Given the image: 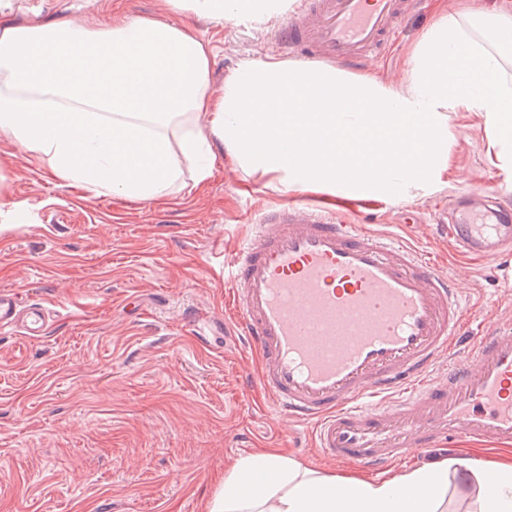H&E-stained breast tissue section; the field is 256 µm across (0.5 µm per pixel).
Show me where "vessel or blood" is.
I'll use <instances>...</instances> for the list:
<instances>
[{
	"label": "vessel or blood",
	"mask_w": 512,
	"mask_h": 512,
	"mask_svg": "<svg viewBox=\"0 0 512 512\" xmlns=\"http://www.w3.org/2000/svg\"><path fill=\"white\" fill-rule=\"evenodd\" d=\"M409 6L302 0L270 46L314 65H357L385 51ZM441 230L512 288L511 207L460 195ZM227 284L260 385L326 459L380 472L457 434L512 443V325L463 340L454 275L410 242L286 204L239 244ZM44 328L42 308L0 291L1 331Z\"/></svg>",
	"instance_id": "b4317fda"
}]
</instances>
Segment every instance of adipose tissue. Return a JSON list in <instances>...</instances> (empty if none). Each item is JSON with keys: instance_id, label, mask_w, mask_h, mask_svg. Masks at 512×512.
<instances>
[{"instance_id": "obj_1", "label": "adipose tissue", "mask_w": 512, "mask_h": 512, "mask_svg": "<svg viewBox=\"0 0 512 512\" xmlns=\"http://www.w3.org/2000/svg\"><path fill=\"white\" fill-rule=\"evenodd\" d=\"M213 22L263 21L288 0H163ZM0 0V140L74 187L131 200L205 183L218 156L277 191L342 201L431 193L448 179L449 120L476 113L492 165L512 171V0L463 6L422 34L406 83L278 59L211 88L210 50L181 26L113 16L91 29L11 19ZM191 176H184V166ZM465 470L472 512H512V452L439 456L379 478L339 476L272 449L234 459L205 512H447Z\"/></svg>"}]
</instances>
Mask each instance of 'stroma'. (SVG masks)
Here are the masks:
<instances>
[{"mask_svg":"<svg viewBox=\"0 0 512 512\" xmlns=\"http://www.w3.org/2000/svg\"><path fill=\"white\" fill-rule=\"evenodd\" d=\"M51 20L104 27L112 15L189 27L211 48V84L246 60L269 58L283 16L241 24L165 12L160 0H41ZM417 0L388 56L362 72L407 77L409 55L434 20ZM448 184L434 194L355 202L350 224L411 239L471 297L470 324L512 321V292L490 270L460 263L432 222L466 194L512 196V176L487 158L481 118L451 120ZM264 177L217 160L203 188L140 202L74 188L19 146L0 141V290L48 309L45 334H0V512H203L227 460L279 448L338 475L305 430L269 412L258 357L240 336L199 342L189 313L225 326L224 270L260 213L292 201Z\"/></svg>","mask_w":512,"mask_h":512,"instance_id":"stroma-1","label":"stroma"}]
</instances>
